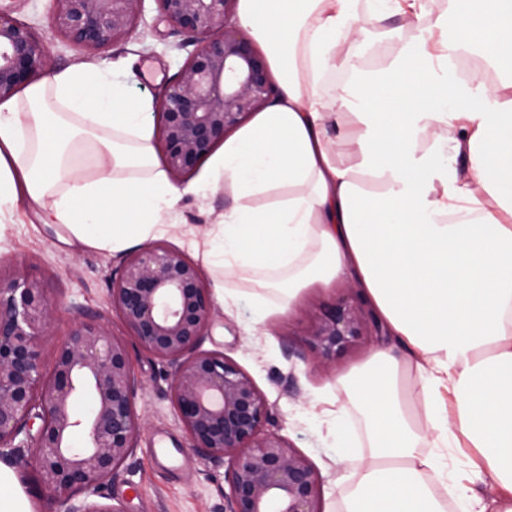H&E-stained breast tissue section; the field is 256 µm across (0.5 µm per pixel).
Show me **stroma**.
Masks as SVG:
<instances>
[{
    "mask_svg": "<svg viewBox=\"0 0 512 512\" xmlns=\"http://www.w3.org/2000/svg\"><path fill=\"white\" fill-rule=\"evenodd\" d=\"M378 34L360 44L356 57L367 69L388 65L415 38L416 23L387 17L376 25ZM194 46L162 18L156 0H144L130 36L108 50L90 54L58 38L44 70L52 76L72 67L107 68L122 83L132 100L147 114H154L159 95L171 81ZM227 201L223 190L207 196H184L175 208L171 224L159 239L201 262L193 242L208 225L218 223ZM63 225L49 224L41 210L22 207L0 220V270L23 268L40 280L53 308L52 324L42 337L44 362H52L84 316L108 325L127 347L136 379L135 407L145 427L122 467L101 489L103 502L123 512H230L228 466L190 451L189 438L170 400L173 369L145 351L131 335L110 304L111 274L124 260L125 251H105L68 242ZM237 292L234 303L216 305L212 325L201 347L224 353L254 380L269 408L267 427L278 432L303 454L321 478L323 512H342L355 481L350 456L367 455L366 444L353 449L335 447L338 419H346L356 435H363L361 418L336 377L363 366L380 344L394 339L377 318H370L369 341L342 353L335 364L321 365L309 348L311 314L338 304L347 294V282L307 288L290 309L270 307L260 324L250 322L254 291L251 281L228 276ZM173 441L179 450L175 468L162 469L152 450L159 440Z\"/></svg>",
    "mask_w": 512,
    "mask_h": 512,
    "instance_id": "obj_1",
    "label": "stroma"
}]
</instances>
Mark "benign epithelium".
Masks as SVG:
<instances>
[{"label":"benign epithelium","mask_w":512,"mask_h":512,"mask_svg":"<svg viewBox=\"0 0 512 512\" xmlns=\"http://www.w3.org/2000/svg\"><path fill=\"white\" fill-rule=\"evenodd\" d=\"M49 36L0 10V101L44 69L53 40L89 53L125 39L143 0H53ZM173 29L196 45L159 98L158 150L168 172L186 177L225 134L275 97L264 57L232 19L236 0H156ZM111 306L141 346L174 366L171 399L190 451L228 460L230 512H323L308 459L266 429L268 406L252 378L224 354L200 349L214 302L197 264L176 248L146 244L112 272ZM46 288L21 270L0 272V459L33 463L64 512L76 492L96 495L126 461L143 428L126 343L93 319L80 321L45 366L40 339L51 323ZM365 309L354 303L316 316L310 346L324 364L363 339ZM95 401L84 418L74 400ZM40 420L33 429V419ZM85 432L87 443L72 446ZM32 448L27 459L22 449Z\"/></svg>","instance_id":"benign-epithelium-1"}]
</instances>
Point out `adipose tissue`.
Returning a JSON list of instances; mask_svg holds the SVG:
<instances>
[{"label": "adipose tissue", "instance_id": "obj_1", "mask_svg": "<svg viewBox=\"0 0 512 512\" xmlns=\"http://www.w3.org/2000/svg\"><path fill=\"white\" fill-rule=\"evenodd\" d=\"M375 0L372 15L423 25L387 67H357L368 31L357 0H239L238 20L280 77L275 99L202 178L174 187L153 168L141 107L106 71L74 68L0 103V214L26 204L71 237L118 251L164 230L183 193L231 204L202 261L275 291L281 308L315 283L350 278L405 348L379 350L343 380L366 428L346 512H440L428 482L485 512L426 442L467 448L512 512V0ZM475 55L496 84L448 68ZM85 145L88 177L72 160ZM447 396H440V389Z\"/></svg>", "mask_w": 512, "mask_h": 512}]
</instances>
